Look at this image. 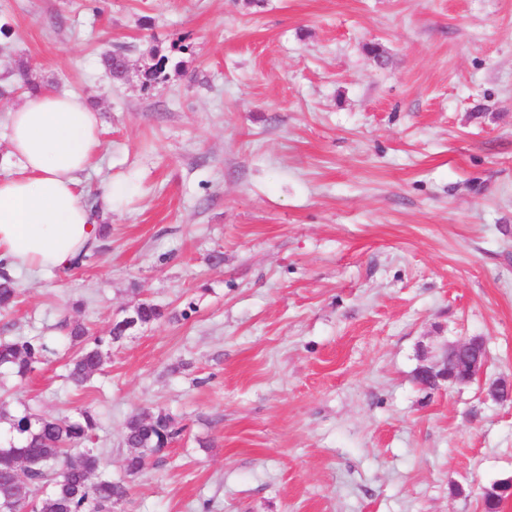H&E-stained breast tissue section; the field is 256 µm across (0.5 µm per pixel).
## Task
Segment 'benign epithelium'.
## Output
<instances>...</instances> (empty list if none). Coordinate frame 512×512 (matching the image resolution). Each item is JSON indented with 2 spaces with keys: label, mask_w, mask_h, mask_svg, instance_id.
I'll use <instances>...</instances> for the list:
<instances>
[{
  "label": "benign epithelium",
  "mask_w": 512,
  "mask_h": 512,
  "mask_svg": "<svg viewBox=\"0 0 512 512\" xmlns=\"http://www.w3.org/2000/svg\"><path fill=\"white\" fill-rule=\"evenodd\" d=\"M487 350L479 338H460L450 344L444 342L421 348L419 372L431 377V389L442 386L464 385L483 374ZM487 394L500 403L512 401V381L499 378L488 383Z\"/></svg>",
  "instance_id": "1"
}]
</instances>
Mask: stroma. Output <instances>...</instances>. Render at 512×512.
<instances>
[{
    "label": "stroma",
    "mask_w": 512,
    "mask_h": 512,
    "mask_svg": "<svg viewBox=\"0 0 512 512\" xmlns=\"http://www.w3.org/2000/svg\"><path fill=\"white\" fill-rule=\"evenodd\" d=\"M0 26L1 82L26 62L101 115L82 202L128 190L91 265L16 274L0 339L51 352L0 399L91 410L117 512H482L512 483L484 392L512 377V0H0ZM142 300L164 319L109 341ZM69 323L106 340L82 387ZM463 337L482 378L422 390L421 346ZM150 410L181 432L130 477Z\"/></svg>",
    "instance_id": "35a3bbf8"
}]
</instances>
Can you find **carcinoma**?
I'll use <instances>...</instances> for the list:
<instances>
[{
  "mask_svg": "<svg viewBox=\"0 0 512 512\" xmlns=\"http://www.w3.org/2000/svg\"><path fill=\"white\" fill-rule=\"evenodd\" d=\"M121 51L105 54L101 63L114 80L123 79L119 65ZM19 82L0 88V95L18 88L36 91L39 86L30 67L18 66ZM18 297L15 280L0 276V308H8ZM138 325L145 327L164 317V310L143 301L134 306ZM70 342L78 347L70 360L67 378L76 387L85 385L104 364L102 338L86 336L83 326L69 331ZM48 352L40 337L15 341L0 340V367L20 379L26 378ZM0 422L12 435L9 447L0 446V512H112L124 501L129 487L102 471L99 455L82 444L92 439L97 419L89 410L75 418H36L12 413L7 401L0 402ZM175 419L168 413L134 414L124 424V441L130 453L124 459L128 475L147 468L152 455L167 447L179 434ZM512 485L501 483L484 491L483 512H501Z\"/></svg>",
  "mask_w": 512,
  "mask_h": 512,
  "instance_id": "1",
  "label": "carcinoma"
}]
</instances>
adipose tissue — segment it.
<instances>
[{
  "label": "adipose tissue",
  "mask_w": 512,
  "mask_h": 512,
  "mask_svg": "<svg viewBox=\"0 0 512 512\" xmlns=\"http://www.w3.org/2000/svg\"><path fill=\"white\" fill-rule=\"evenodd\" d=\"M7 124L17 171L0 179V268L12 274L69 266L98 239L121 194L105 186L93 210L78 193L100 146V116L81 97L43 90L25 94Z\"/></svg>",
  "instance_id": "ef3b65f1"
}]
</instances>
